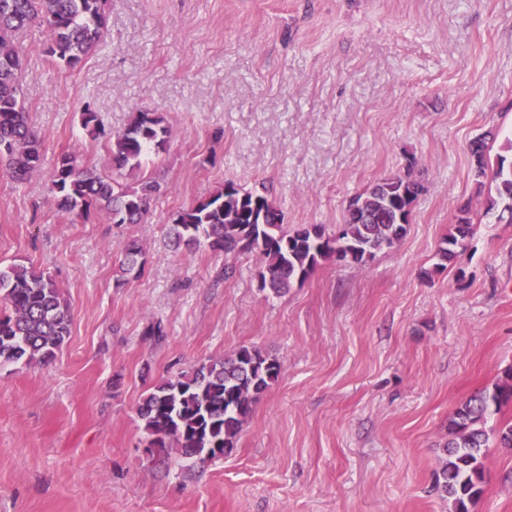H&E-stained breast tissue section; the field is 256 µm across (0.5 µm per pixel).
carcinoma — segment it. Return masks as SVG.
I'll return each mask as SVG.
<instances>
[{
  "label": "carcinoma",
  "instance_id": "carcinoma-1",
  "mask_svg": "<svg viewBox=\"0 0 512 512\" xmlns=\"http://www.w3.org/2000/svg\"><path fill=\"white\" fill-rule=\"evenodd\" d=\"M106 0H0V159L7 158L13 180L24 183L41 164L42 141L29 120L22 78L26 53L17 33L38 28L45 34L41 51L61 68H73L95 51L107 29ZM81 126L92 137L105 134L94 106L87 102ZM170 128L159 112H137L127 127L111 136L112 163L122 172L112 177L84 165L70 154L60 157L53 191L62 212L76 222L93 204L114 224H141L160 183L146 174L150 157L166 150ZM478 177L491 176L494 192L484 215L512 223V162L505 155L491 161L486 138L470 144ZM423 189L408 171L379 179L355 195L356 211L329 234L321 224L288 231L283 214L266 193L232 182L195 199L172 219L168 235L177 247H208L224 254L257 250L263 266L262 284L276 294L302 283L321 265L344 262L363 266L405 236L411 205ZM474 233L467 217L459 219L437 250L445 268ZM134 243L124 249L116 287L138 278L144 261ZM69 306L45 272L23 264L0 269V363L25 367L45 365L70 336ZM277 359L256 347L241 346L231 355L210 359L187 373L165 379L141 398L136 412L146 439L161 450L177 448L201 463L217 458L216 449L230 452L253 404L278 379ZM512 399V368L490 391L473 395L448 424L446 457L435 489L452 502L453 512H469L482 493L486 429L491 407Z\"/></svg>",
  "mask_w": 512,
  "mask_h": 512
}]
</instances>
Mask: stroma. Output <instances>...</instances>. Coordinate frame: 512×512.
Returning <instances> with one entry per match:
<instances>
[{"mask_svg":"<svg viewBox=\"0 0 512 512\" xmlns=\"http://www.w3.org/2000/svg\"><path fill=\"white\" fill-rule=\"evenodd\" d=\"M105 44L55 66L31 30L23 92L40 170L0 160V268L44 269L72 317L47 365L0 366V512H451L433 490L455 409L512 366V224L485 216L468 150L512 134V0H108ZM163 113L161 190L142 224L71 222L63 154L109 168L82 129ZM499 141L492 154H501ZM413 163L407 233L367 265L327 263L287 294L258 251L172 250L173 215L232 182L269 190L288 228L343 223L352 196ZM476 230L446 270L440 240ZM142 275L115 274L128 242ZM161 324L163 339L146 336ZM255 347L281 364L234 449L203 464L147 450L143 395ZM472 512H512V448L491 442Z\"/></svg>","mask_w":512,"mask_h":512,"instance_id":"35a3bbf8","label":"stroma"}]
</instances>
